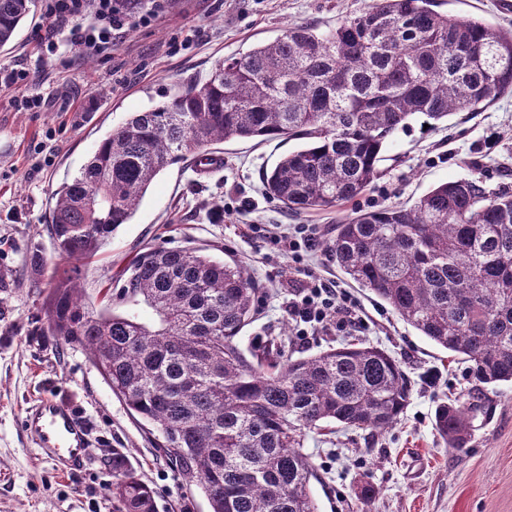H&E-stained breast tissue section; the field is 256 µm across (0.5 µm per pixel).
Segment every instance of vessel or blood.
Instances as JSON below:
<instances>
[{
    "label": "vessel or blood",
    "mask_w": 512,
    "mask_h": 512,
    "mask_svg": "<svg viewBox=\"0 0 512 512\" xmlns=\"http://www.w3.org/2000/svg\"><path fill=\"white\" fill-rule=\"evenodd\" d=\"M24 427L38 450L59 462L61 473L70 474L84 466L88 431L62 400L45 397L35 409L27 411Z\"/></svg>",
    "instance_id": "b4317fda"
}]
</instances>
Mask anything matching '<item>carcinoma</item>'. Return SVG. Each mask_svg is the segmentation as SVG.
<instances>
[{"instance_id": "cac0c4a2", "label": "carcinoma", "mask_w": 512, "mask_h": 512, "mask_svg": "<svg viewBox=\"0 0 512 512\" xmlns=\"http://www.w3.org/2000/svg\"><path fill=\"white\" fill-rule=\"evenodd\" d=\"M34 0H0V47ZM435 0H373L335 28L290 24L272 42L217 61L202 79L134 112L55 193L47 232L57 258L41 337L84 349L112 393L155 426L179 474L211 512H318L306 432L329 424L392 428L412 386L385 350L346 343L292 358L275 338L244 351L259 288L246 268L196 249L158 247L132 261L119 297L91 313L79 262L127 224L161 172L208 161L231 139L302 140L263 174L265 195L293 213L362 196L383 154L420 119L434 128L512 93V29L436 10ZM339 270L408 325L467 364L480 384L512 382V193L450 180L411 205L363 209L335 225ZM25 266L48 270L37 248ZM144 303L146 321L135 306ZM479 404L444 402L434 426L467 447ZM118 512H155L154 491L112 450Z\"/></svg>"}]
</instances>
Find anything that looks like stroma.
Returning <instances> with one entry per match:
<instances>
[{
	"label": "stroma",
	"instance_id": "obj_1",
	"mask_svg": "<svg viewBox=\"0 0 512 512\" xmlns=\"http://www.w3.org/2000/svg\"><path fill=\"white\" fill-rule=\"evenodd\" d=\"M372 0H171L154 26L140 28L103 60L64 68L38 59L47 22L34 9L13 46L0 49V67L26 68L35 85L58 88L48 108L20 112L14 92L0 90V512H115L113 450L123 451L155 493L156 512H210L197 487L184 485L161 456L148 425L132 416L80 348L57 351L33 342L44 326L46 294L24 270L33 248L53 255L46 232L53 195L94 153L101 138L134 112L151 109L172 88L200 79L215 62L273 40L291 23L326 29ZM441 11L480 17L512 28L503 0H440ZM296 141L239 139L216 145L220 171L202 174L182 161L163 171L131 223L97 255L82 260L84 287L95 308L102 289L118 284L140 253L155 247H194L217 259L240 260L269 305L241 334V347L281 335L289 285L302 279L287 258L267 255L252 224L334 226L361 209L413 203L451 179H470L490 191L512 192V94L474 114L459 112L436 129L413 124L399 132L381 163L382 176L364 195L331 211L288 215L269 200L262 174L296 149ZM236 208L233 218L224 207ZM318 261L369 317L360 338L400 363L412 384L399 421L384 433L361 430L308 433L305 450L317 470L311 493L319 512H362L358 492L371 484V512H512V385L484 390L466 448H447L434 427L438 403L466 402L475 387L464 364L407 325L371 292L347 281L328 255ZM53 395L87 423L86 466L58 474L23 427L27 408Z\"/></svg>",
	"mask_w": 512,
	"mask_h": 512
}]
</instances>
